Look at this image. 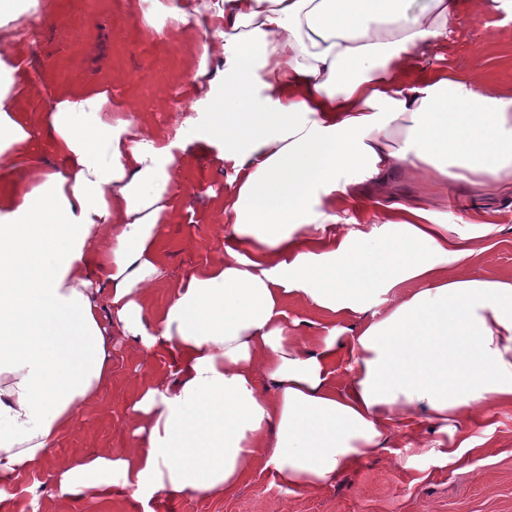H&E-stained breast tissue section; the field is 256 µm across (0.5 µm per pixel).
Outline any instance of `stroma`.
<instances>
[{
	"label": "stroma",
	"instance_id": "obj_1",
	"mask_svg": "<svg viewBox=\"0 0 512 512\" xmlns=\"http://www.w3.org/2000/svg\"><path fill=\"white\" fill-rule=\"evenodd\" d=\"M35 8L40 15L35 28L0 25V47L23 48L28 81L40 91L39 97L21 100L22 109L43 112L61 92L99 88L108 93L106 111L117 113L132 104L152 130L171 132L175 117L188 106L184 51L201 45V29L173 28L165 39H155L126 9L125 0H36ZM448 28L447 46L427 53L423 64L437 66L446 59L461 71L489 74L500 90L512 93V66L503 63L512 55V0L480 15L463 9ZM208 121L206 113H191L174 149L180 166L172 187L177 212L160 228L165 276L150 296L157 307L180 278L224 250V217L216 203L229 186L221 145L203 135ZM392 203L423 205L438 223L472 236L479 251L472 272L512 278L511 193L487 196L463 181L438 184L397 176L385 191L367 188L358 206L339 207L338 227L346 229L359 207L365 216L356 230L369 233L384 223L385 207ZM486 222L498 226L496 236H480ZM160 366L123 337H114L111 386L49 452L47 467L103 448L116 456L133 448L131 404L143 375ZM458 430L474 438L476 446L456 461L442 456L435 434L426 431L414 439L398 432L386 448L318 489H287L272 471L259 469L220 497L162 492L145 506L117 483L106 500L66 499L41 472L22 478L13 499L0 503V512H29L33 503L38 512H512V407L490 406Z\"/></svg>",
	"mask_w": 512,
	"mask_h": 512
}]
</instances>
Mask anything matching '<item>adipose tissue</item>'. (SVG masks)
<instances>
[{"label":"adipose tissue","mask_w":512,"mask_h":512,"mask_svg":"<svg viewBox=\"0 0 512 512\" xmlns=\"http://www.w3.org/2000/svg\"><path fill=\"white\" fill-rule=\"evenodd\" d=\"M460 0H224L216 15L172 0L168 24L207 26L187 57L190 111H208L233 190L223 258L149 304L173 141L105 91L17 110L33 95L20 49L0 52V501L112 381V336L168 356L130 409L135 446L61 461L59 494L215 497L256 468L316 489L399 428L512 405V279L460 274L469 236L422 206L391 205L369 234L332 232L359 186L403 175L512 192V94L483 73L428 67ZM56 158L25 157L31 143ZM409 293L386 312L378 295ZM325 321L300 342L288 299ZM348 361L336 369V341Z\"/></svg>","instance_id":"1"}]
</instances>
